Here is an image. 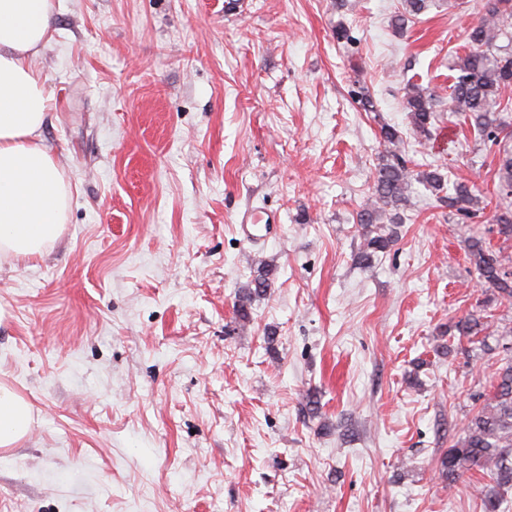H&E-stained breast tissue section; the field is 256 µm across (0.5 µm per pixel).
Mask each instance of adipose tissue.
Returning a JSON list of instances; mask_svg holds the SVG:
<instances>
[{
    "instance_id": "adipose-tissue-1",
    "label": "adipose tissue",
    "mask_w": 512,
    "mask_h": 512,
    "mask_svg": "<svg viewBox=\"0 0 512 512\" xmlns=\"http://www.w3.org/2000/svg\"><path fill=\"white\" fill-rule=\"evenodd\" d=\"M52 0H0V258L40 256L63 231L70 185L41 138L52 99L37 59L53 36ZM33 422L31 404L0 385V448Z\"/></svg>"
}]
</instances>
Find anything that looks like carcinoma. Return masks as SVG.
<instances>
[{"label": "carcinoma", "instance_id": "carcinoma-1", "mask_svg": "<svg viewBox=\"0 0 512 512\" xmlns=\"http://www.w3.org/2000/svg\"><path fill=\"white\" fill-rule=\"evenodd\" d=\"M427 0H404L405 14L395 18L402 27L408 18L419 15ZM468 50L455 56L453 82L449 86L448 111L462 117L484 140L498 147L496 176V233L512 240V0H479V17L469 29ZM402 110L412 128L431 137L437 120L435 95L414 82L403 89ZM384 151L375 167L367 202L356 213L363 229V242L355 260L369 265L388 252L397 241L386 231L385 221L397 223L395 211L406 205L414 184L438 194L448 191V208L464 219L478 216L479 198L465 181H452L437 167L418 171L404 157V140L394 127H380ZM469 256L479 280L494 289L501 301L512 304V271L504 270L499 251L480 236L468 243ZM275 268L266 264L257 269L245 296L238 300L237 315L249 319L247 303L266 294ZM488 322L481 315L459 319L446 333L469 339L487 333ZM503 357L492 372L491 390L475 409L458 439L439 460V474L453 488L466 473L478 471L486 483L481 486L483 512H506L505 492L512 489V336H499Z\"/></svg>", "mask_w": 512, "mask_h": 512}]
</instances>
